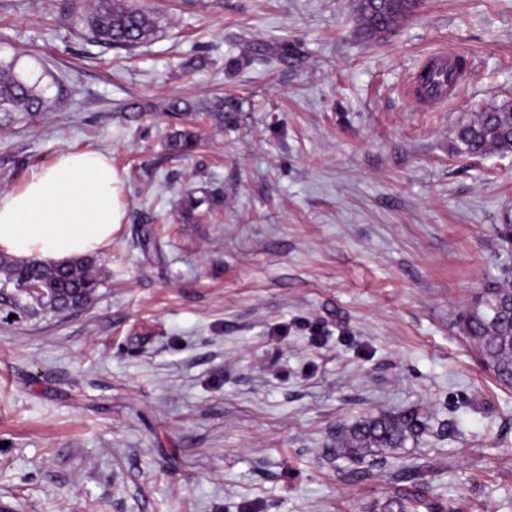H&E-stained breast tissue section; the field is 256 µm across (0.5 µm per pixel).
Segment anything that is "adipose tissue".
<instances>
[{
    "label": "adipose tissue",
    "mask_w": 512,
    "mask_h": 512,
    "mask_svg": "<svg viewBox=\"0 0 512 512\" xmlns=\"http://www.w3.org/2000/svg\"><path fill=\"white\" fill-rule=\"evenodd\" d=\"M123 178L109 154L61 150L0 194V252L63 263L112 244L125 219Z\"/></svg>",
    "instance_id": "obj_1"
}]
</instances>
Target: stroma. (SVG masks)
Listing matches in <instances>:
<instances>
[{"label":"stroma","instance_id":"1","mask_svg":"<svg viewBox=\"0 0 512 512\" xmlns=\"http://www.w3.org/2000/svg\"><path fill=\"white\" fill-rule=\"evenodd\" d=\"M131 52L70 28L73 0H0V58L51 108L0 124V193L64 149L110 153L126 221L81 308L0 307V504L9 512H367L412 477L447 512H512V390L459 317L512 284V153L455 128L512 101V0H423L369 40L353 0H135ZM288 42L286 61L257 48ZM445 50L470 69L424 112L406 85ZM198 114L188 157L164 100ZM221 194L189 222L186 188ZM408 414L404 447L337 457L336 430ZM240 105V101L233 96L215 98L204 103L172 99L162 105V111L177 115H188L193 112H216L217 118L224 121V112H237ZM199 144V135L194 127L183 125L181 129L173 131L168 139V149L178 155H186Z\"/></svg>","mask_w":512,"mask_h":512}]
</instances>
